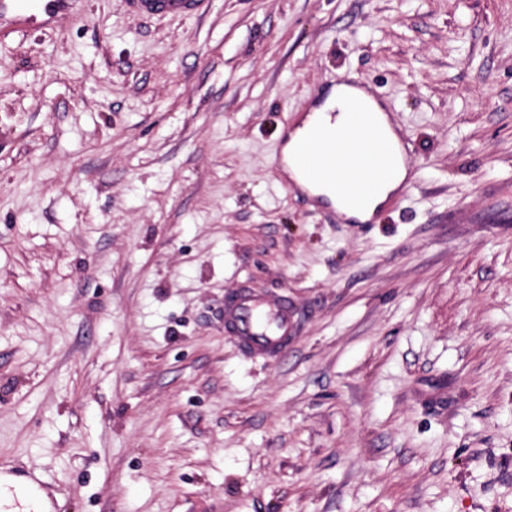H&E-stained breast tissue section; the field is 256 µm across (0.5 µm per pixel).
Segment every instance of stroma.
Wrapping results in <instances>:
<instances>
[{
    "label": "stroma",
    "mask_w": 512,
    "mask_h": 512,
    "mask_svg": "<svg viewBox=\"0 0 512 512\" xmlns=\"http://www.w3.org/2000/svg\"><path fill=\"white\" fill-rule=\"evenodd\" d=\"M345 73L410 154L337 224L275 165ZM512 0H88L0 37V466L56 512H512ZM283 290L286 358L224 297ZM128 10L136 15L153 18H173L197 13L208 0H125ZM299 327V312L284 294L248 288L224 299V328L253 358L278 360L288 351Z\"/></svg>",
    "instance_id": "stroma-1"
}]
</instances>
